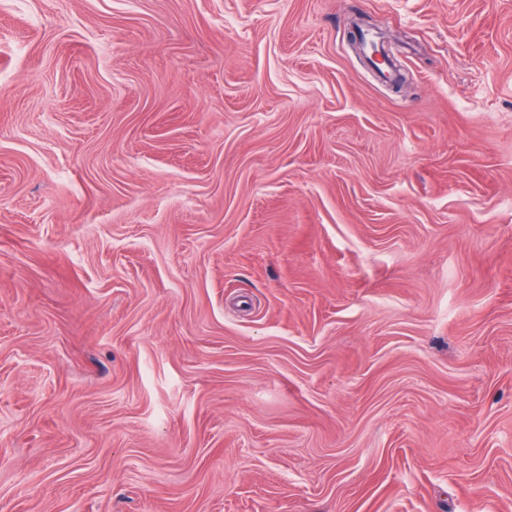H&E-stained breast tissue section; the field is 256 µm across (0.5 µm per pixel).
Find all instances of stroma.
<instances>
[{
  "label": "stroma",
  "instance_id": "obj_1",
  "mask_svg": "<svg viewBox=\"0 0 512 512\" xmlns=\"http://www.w3.org/2000/svg\"><path fill=\"white\" fill-rule=\"evenodd\" d=\"M0 512H512V0H0Z\"/></svg>",
  "mask_w": 512,
  "mask_h": 512
}]
</instances>
